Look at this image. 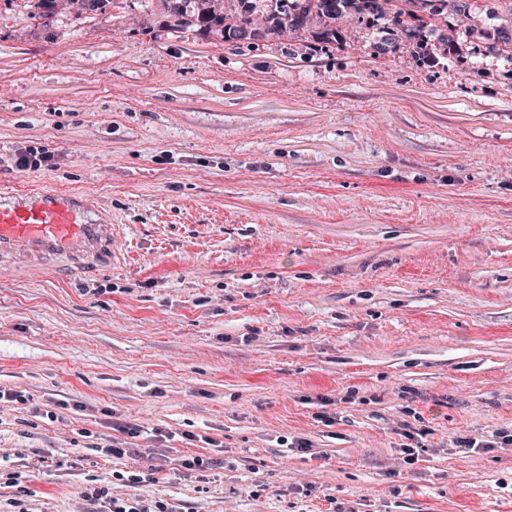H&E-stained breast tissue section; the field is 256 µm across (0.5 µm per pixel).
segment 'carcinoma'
<instances>
[{"label":"carcinoma","mask_w":512,"mask_h":512,"mask_svg":"<svg viewBox=\"0 0 512 512\" xmlns=\"http://www.w3.org/2000/svg\"><path fill=\"white\" fill-rule=\"evenodd\" d=\"M172 26L188 30L201 24L214 25L224 40L247 37L251 16L261 15L268 22V31L276 37L288 31H300L310 19L323 23L320 36L336 37L333 24L345 13L390 16V21L405 32L419 31L427 26L420 16L421 9L431 0H389L390 13L382 11L378 0H237L238 5L224 7V0H169ZM126 0H22L20 6L28 17L50 25L56 17V6L69 9V14L80 19L92 15L106 5L121 10Z\"/></svg>","instance_id":"1"}]
</instances>
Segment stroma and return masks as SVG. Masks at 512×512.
Wrapping results in <instances>:
<instances>
[{
	"instance_id": "1",
	"label": "stroma",
	"mask_w": 512,
	"mask_h": 512,
	"mask_svg": "<svg viewBox=\"0 0 512 512\" xmlns=\"http://www.w3.org/2000/svg\"><path fill=\"white\" fill-rule=\"evenodd\" d=\"M470 2L227 41L167 0L51 26L0 0V186L126 227L90 280L0 267L1 501L512 512V446H455L512 431V20ZM115 421L148 447L105 454ZM391 2L389 20L401 31L413 32L420 31L427 26V21L418 13L422 8L430 4L429 2L439 1L443 6L452 7L458 11H465L469 8L467 0H385Z\"/></svg>"
}]
</instances>
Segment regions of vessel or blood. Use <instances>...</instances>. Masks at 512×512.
<instances>
[{
  "instance_id": "vessel-or-blood-1",
  "label": "vessel or blood",
  "mask_w": 512,
  "mask_h": 512,
  "mask_svg": "<svg viewBox=\"0 0 512 512\" xmlns=\"http://www.w3.org/2000/svg\"><path fill=\"white\" fill-rule=\"evenodd\" d=\"M123 234L77 194L0 189V264L91 276L119 263L113 244Z\"/></svg>"
}]
</instances>
